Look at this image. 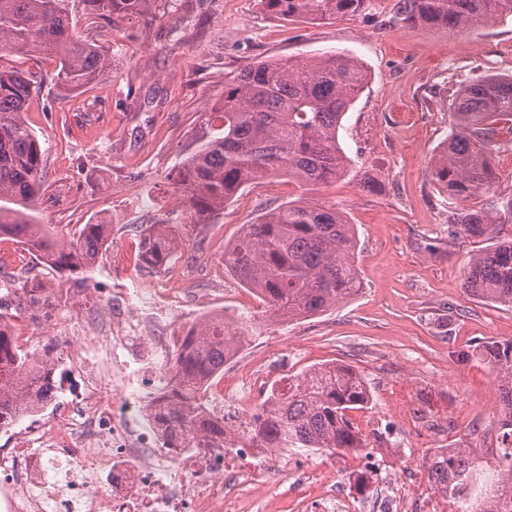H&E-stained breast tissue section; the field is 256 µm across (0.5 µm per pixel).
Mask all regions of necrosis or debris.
Wrapping results in <instances>:
<instances>
[{"instance_id":"necrosis-or-debris-1","label":"necrosis or debris","mask_w":512,"mask_h":512,"mask_svg":"<svg viewBox=\"0 0 512 512\" xmlns=\"http://www.w3.org/2000/svg\"><path fill=\"white\" fill-rule=\"evenodd\" d=\"M242 377L232 393L213 382L201 390L212 416H231L241 436L256 414L249 394L265 385L262 369ZM155 400L151 390L128 396L96 383L93 395L70 403L64 430L43 433L41 447L25 455H0V512H237L224 500L236 459H261L248 475L257 485L276 484L299 466L252 445L209 448L198 436L162 447ZM132 418L144 425L141 435L128 433Z\"/></svg>"}]
</instances>
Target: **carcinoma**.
<instances>
[{
    "label": "carcinoma",
    "mask_w": 512,
    "mask_h": 512,
    "mask_svg": "<svg viewBox=\"0 0 512 512\" xmlns=\"http://www.w3.org/2000/svg\"><path fill=\"white\" fill-rule=\"evenodd\" d=\"M70 0H0V55L48 53L58 58V79L72 89L93 84L108 63L96 44L73 33ZM97 19L143 15L153 0H84ZM289 22L337 20L376 9V0H259ZM512 0H399L407 23L462 31L503 15ZM366 84L357 61L343 52L311 61L259 60L224 85V99L201 115L207 139L180 162L175 185L198 214L224 208L245 185L273 176L313 189L339 178L345 156L338 140L341 121ZM32 80L0 69V236L39 252L47 267L88 272L112 233L110 224H81L58 235L36 223L44 194V154L24 117ZM455 122L431 170L448 206L490 190L493 151L500 148L499 125L512 122V76L489 75L459 88ZM489 211L461 209L457 233L486 235ZM163 225L141 240V257L153 267L167 264L172 239ZM354 225L333 205L288 202L247 224L224 246V265L256 293L275 317L313 315L333 307L361 287L355 262ZM464 289L492 303L512 307V239L477 253ZM241 337L218 325L186 332L162 374L166 391L156 418L169 440L200 432L224 438V423L199 401L201 384L224 370ZM485 359L500 375L504 421L502 444L512 448V341L483 345ZM53 397L52 368L18 349L0 314V429ZM370 396L353 369L327 363L304 371L268 398L254 429L265 448H304L345 456L365 447L347 417ZM432 489L456 499L483 477L479 459L467 448L433 454L426 466ZM475 512H512V464L492 477L491 490Z\"/></svg>",
    "instance_id": "cac0c4a2"
}]
</instances>
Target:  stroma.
<instances>
[{
	"label": "stroma",
	"mask_w": 512,
	"mask_h": 512,
	"mask_svg": "<svg viewBox=\"0 0 512 512\" xmlns=\"http://www.w3.org/2000/svg\"><path fill=\"white\" fill-rule=\"evenodd\" d=\"M73 25L110 56L92 86L64 88L57 61L46 55L0 58V67L34 78L25 118L46 171L37 223L112 226L90 280L43 268L21 291L13 288L24 261L20 245L0 240V312L16 341L31 337V350L49 355L56 384L76 377L61 359L59 326L83 335L117 292L175 278L186 289L182 302L173 313L154 314L166 353L207 307L231 319L254 316L239 365L267 367L274 384L319 364L352 367L372 401L351 418L366 447L394 449L391 476L426 463L438 448L488 447L501 432L502 408L499 379L480 347L512 340V307L470 295L463 278L472 256L512 236V151L494 152V191L469 203H494L486 237L456 234L430 168L450 130L459 84L512 76V16L452 39L447 29L402 22L396 0H377L359 17L315 22L282 21L258 0H155L146 14L94 25L83 0H74ZM335 51L354 57L368 75L339 130L347 171L308 193L268 178L199 218L170 175L203 142L201 115L221 100L225 83L253 61H306ZM301 198L335 205L354 225L362 286L327 311L283 324L232 274L214 272L243 225ZM155 224L170 225L173 237L172 261L161 272L139 256V234ZM151 356L137 342L121 347L114 336L96 337L78 377L135 392L149 383L139 366ZM239 365H225V384H236ZM56 409L48 403L34 419L0 429V448L36 447ZM443 424L449 436L437 433ZM329 483L360 494L342 458L324 453L309 458L304 474L264 489L238 478L225 494L244 512H292L299 497Z\"/></svg>",
	"instance_id": "1"
}]
</instances>
